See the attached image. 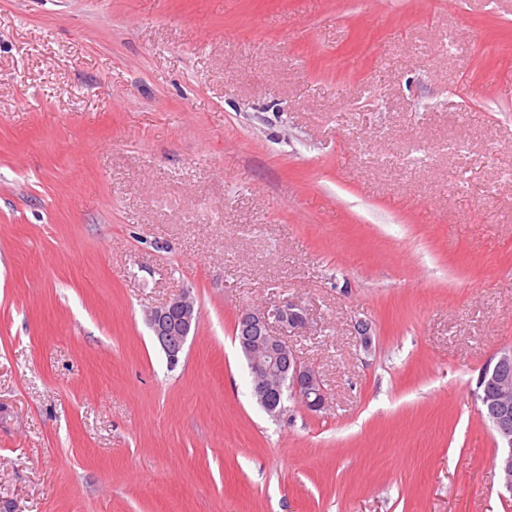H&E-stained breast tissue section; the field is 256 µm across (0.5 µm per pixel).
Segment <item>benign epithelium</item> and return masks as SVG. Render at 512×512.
Masks as SVG:
<instances>
[{
  "label": "benign epithelium",
  "mask_w": 512,
  "mask_h": 512,
  "mask_svg": "<svg viewBox=\"0 0 512 512\" xmlns=\"http://www.w3.org/2000/svg\"><path fill=\"white\" fill-rule=\"evenodd\" d=\"M199 311L186 294L152 308L147 323L168 365L181 360L191 332L196 330ZM238 345L252 378V394L264 410L281 415L285 392H290L308 411L320 412L328 403L319 372L302 362L284 340L291 331L309 329L305 308L290 300L272 307L255 306L237 316ZM480 414L498 435L502 453L497 466L503 486L512 492V348L501 349L478 379Z\"/></svg>",
  "instance_id": "1"
}]
</instances>
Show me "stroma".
Returning <instances> with one entry per match:
<instances>
[{"label":"stroma","instance_id":"1","mask_svg":"<svg viewBox=\"0 0 512 512\" xmlns=\"http://www.w3.org/2000/svg\"><path fill=\"white\" fill-rule=\"evenodd\" d=\"M288 299L276 420L234 327ZM509 346L512 0H0V508L512 512ZM198 322L199 311L186 294L177 295L148 311L147 323L170 367L181 360L188 337L196 330ZM237 325L235 340L238 338L247 361L252 394L268 414L277 417L284 412L288 390L310 412L326 408L328 392L319 372L302 362L283 337L289 331L309 329L306 310L300 303L286 300L272 307H247L239 312ZM480 414L498 435L502 453L497 466L503 486L512 492V348L501 349L478 379Z\"/></svg>","mask_w":512,"mask_h":512}]
</instances>
